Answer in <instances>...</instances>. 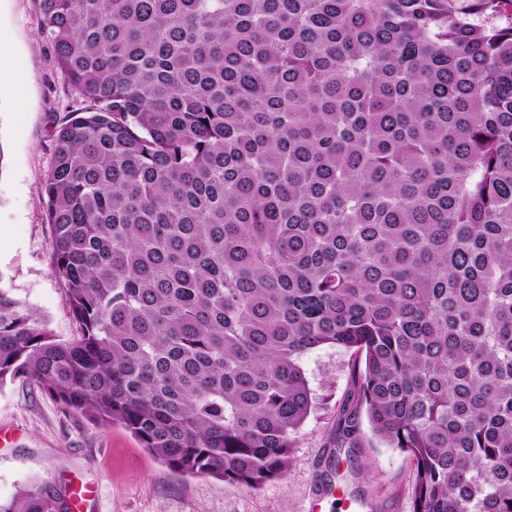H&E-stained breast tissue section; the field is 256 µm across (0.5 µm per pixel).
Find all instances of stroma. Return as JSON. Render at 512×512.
Masks as SVG:
<instances>
[{
    "label": "stroma",
    "instance_id": "1",
    "mask_svg": "<svg viewBox=\"0 0 512 512\" xmlns=\"http://www.w3.org/2000/svg\"><path fill=\"white\" fill-rule=\"evenodd\" d=\"M84 106L41 32L39 0H0V288L64 341L77 327L54 272L42 192L54 134ZM301 366L316 407L285 475L257 491L171 471L122 426L71 414L26 379L6 382L0 499L47 482L61 492L90 489L77 512H412L413 466L369 427L353 444L359 475L343 466L326 482L341 440L337 420L352 386V358L325 345L305 354Z\"/></svg>",
    "mask_w": 512,
    "mask_h": 512
}]
</instances>
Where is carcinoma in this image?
<instances>
[{
  "label": "carcinoma",
  "instance_id": "carcinoma-1",
  "mask_svg": "<svg viewBox=\"0 0 512 512\" xmlns=\"http://www.w3.org/2000/svg\"><path fill=\"white\" fill-rule=\"evenodd\" d=\"M39 2L86 102L42 194L78 334L0 289V385L257 490L336 346L412 512H512V0Z\"/></svg>",
  "mask_w": 512,
  "mask_h": 512
}]
</instances>
